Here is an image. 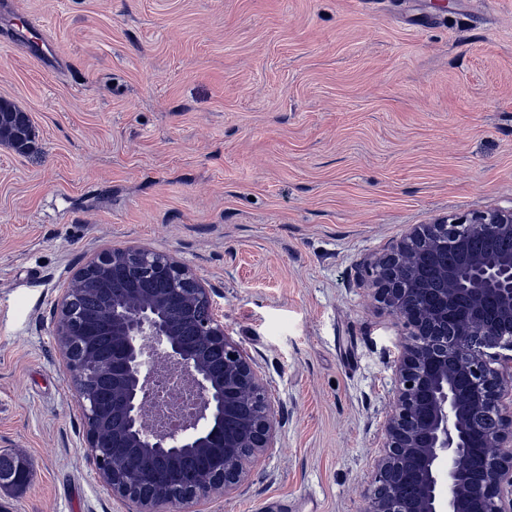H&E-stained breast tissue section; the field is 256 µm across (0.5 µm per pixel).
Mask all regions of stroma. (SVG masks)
<instances>
[{
	"label": "stroma",
	"instance_id": "1",
	"mask_svg": "<svg viewBox=\"0 0 512 512\" xmlns=\"http://www.w3.org/2000/svg\"><path fill=\"white\" fill-rule=\"evenodd\" d=\"M53 43L59 56L37 54ZM0 512H136L96 479L53 336L103 248L176 255L276 408L205 512H362L404 327L373 256L512 207V0H0ZM24 135L21 140L18 134ZM6 142L18 151H26L33 142V130H27L24 112L6 99L0 98V142ZM26 143L24 148L18 143Z\"/></svg>",
	"mask_w": 512,
	"mask_h": 512
}]
</instances>
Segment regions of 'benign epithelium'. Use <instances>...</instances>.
I'll return each mask as SVG.
<instances>
[{"mask_svg": "<svg viewBox=\"0 0 512 512\" xmlns=\"http://www.w3.org/2000/svg\"><path fill=\"white\" fill-rule=\"evenodd\" d=\"M470 236L512 240V207L417 225L370 264L374 298L408 333L363 512H512L502 495L512 487V251H471ZM450 243L459 262L438 263ZM213 292L177 256L130 246L91 254L54 304L86 454L139 512H191L224 496L245 458L275 445L268 386L224 332ZM87 294L100 313L82 310ZM164 384L181 395L177 429L161 420Z\"/></svg>", "mask_w": 512, "mask_h": 512, "instance_id": "7a95c632", "label": "benign epithelium"}]
</instances>
